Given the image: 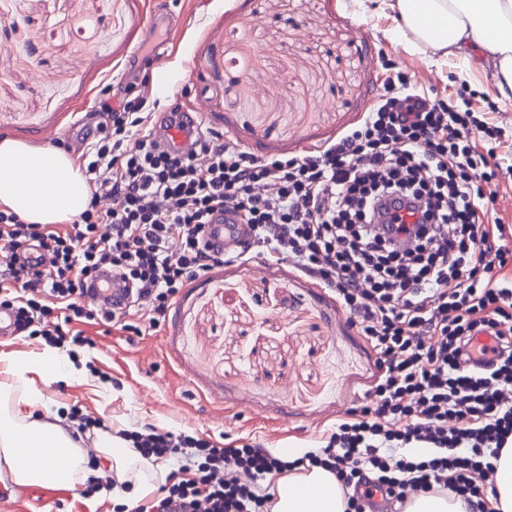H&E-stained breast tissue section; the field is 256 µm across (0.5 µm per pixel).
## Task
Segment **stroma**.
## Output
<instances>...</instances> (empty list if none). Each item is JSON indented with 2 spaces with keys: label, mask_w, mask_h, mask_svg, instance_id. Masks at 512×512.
Masks as SVG:
<instances>
[{
  "label": "stroma",
  "mask_w": 512,
  "mask_h": 512,
  "mask_svg": "<svg viewBox=\"0 0 512 512\" xmlns=\"http://www.w3.org/2000/svg\"><path fill=\"white\" fill-rule=\"evenodd\" d=\"M162 5L190 23L168 33L160 60L122 75ZM400 75L429 98L460 96L473 111H492L502 139L476 149L501 166L491 218L512 246V102L495 99L492 70L409 48L376 0H0V137L37 147L40 132L54 129L74 160L94 143L108 95L153 113L198 104L246 150L291 157L354 127ZM78 328L91 341L74 349L88 375L66 382L37 370L12 382L7 362L37 361L46 343L0 338V382H12L13 399L31 383L66 418L316 451L337 423L354 419L379 375L334 293L259 258L193 281L145 335L91 320ZM151 504L147 496L126 505L92 448L59 499L45 483L0 479V512H149Z\"/></svg>",
  "instance_id": "obj_1"
}]
</instances>
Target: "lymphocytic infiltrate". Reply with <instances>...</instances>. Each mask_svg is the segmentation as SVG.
Wrapping results in <instances>:
<instances>
[{
  "mask_svg": "<svg viewBox=\"0 0 512 512\" xmlns=\"http://www.w3.org/2000/svg\"><path fill=\"white\" fill-rule=\"evenodd\" d=\"M400 86L402 96L379 98L357 126L300 157H259L214 130L175 156L124 103L82 157L91 199L77 219L29 224L0 209V305L15 308L18 332L61 347L87 345L69 328L83 317L135 336L159 326L182 288L223 267L202 230L230 205L248 249L331 289L375 351L380 374L359 419L290 461L255 443L123 431L145 460L185 449L199 460L193 478L162 487L152 512H270L257 481L314 467L335 475L345 512H367L378 492L403 504L448 495L483 512L512 438V249L488 220L485 186L497 173L472 138L502 131L485 113ZM389 200L408 221L383 209ZM104 268L130 285L128 307H80Z\"/></svg>",
  "mask_w": 512,
  "mask_h": 512,
  "instance_id": "f902f5d3",
  "label": "lymphocytic infiltrate"
}]
</instances>
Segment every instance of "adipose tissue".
Listing matches in <instances>:
<instances>
[{
    "label": "adipose tissue",
    "instance_id": "ef3b65f1",
    "mask_svg": "<svg viewBox=\"0 0 512 512\" xmlns=\"http://www.w3.org/2000/svg\"><path fill=\"white\" fill-rule=\"evenodd\" d=\"M394 14L411 46L425 45L444 57L492 67L495 96L512 100V0H382ZM87 179L71 157L55 148L32 147L0 139V208L11 209L31 224H66L88 206ZM39 390H27L19 407L0 410V462L14 482L27 485L50 478L72 482L85 462L81 446L67 434L64 419L43 409ZM94 445L110 462L117 483L130 494L152 490L136 474L140 456L123 440L96 432ZM272 512H344L345 500L334 476L323 469L287 472L276 477Z\"/></svg>",
    "mask_w": 512,
    "mask_h": 512
}]
</instances>
